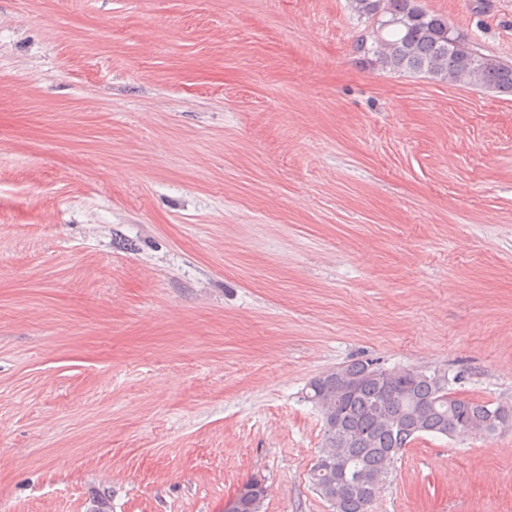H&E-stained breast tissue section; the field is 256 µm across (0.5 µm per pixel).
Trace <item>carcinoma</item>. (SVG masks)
<instances>
[{"instance_id":"carcinoma-1","label":"carcinoma","mask_w":512,"mask_h":512,"mask_svg":"<svg viewBox=\"0 0 512 512\" xmlns=\"http://www.w3.org/2000/svg\"><path fill=\"white\" fill-rule=\"evenodd\" d=\"M352 15L363 26L354 40L353 52L366 66L393 72L422 73L451 85L475 86L495 93L512 94V62L484 54L469 38L448 22V16L426 7L424 0H349ZM344 369L357 379L355 392L344 397L338 411L328 412L322 392L309 387L307 399L317 404L324 420V447H336L344 434L358 437L347 449L348 468L364 478L361 489L350 490L338 512H365L364 498L380 493L390 465V448H403L419 436L412 414L423 407L421 427L425 434L452 436L464 425H483L491 410L512 416V408L455 397L451 389L438 392L435 370L397 372L396 385L402 395L394 400L381 398L380 379L373 376L379 367L355 361ZM311 479L316 492L325 500L330 490L325 484L336 474L320 469L315 461ZM266 496L264 480L254 477L235 496L234 512H259Z\"/></svg>"}]
</instances>
